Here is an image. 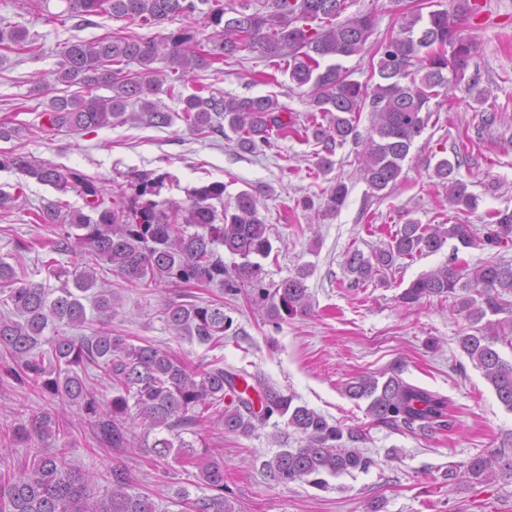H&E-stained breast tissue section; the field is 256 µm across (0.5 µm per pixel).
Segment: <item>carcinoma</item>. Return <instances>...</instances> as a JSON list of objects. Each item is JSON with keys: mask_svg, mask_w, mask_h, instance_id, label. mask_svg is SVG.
Returning a JSON list of instances; mask_svg holds the SVG:
<instances>
[{"mask_svg": "<svg viewBox=\"0 0 512 512\" xmlns=\"http://www.w3.org/2000/svg\"><path fill=\"white\" fill-rule=\"evenodd\" d=\"M29 13L56 19L78 20L91 25L93 16L107 15L140 26H153L195 13L207 15L212 34L210 48L188 51L194 40L186 30L159 39L131 34H107L86 41L75 39L59 52L55 81L77 86L80 94L58 95L40 113L42 126L50 131L80 134L108 127L123 118L128 107L138 106L137 119L161 127L173 119L200 133L229 128L237 146L252 152L271 147L272 132L283 136L298 132L296 119L278 98L265 96L179 97V112H165L153 97L161 92L178 97L176 86L162 89L152 64L161 59L186 75L209 67L242 51L286 63L288 89L303 90L311 110L305 136L322 145L326 156L318 163L323 172L333 162V147L347 141L361 146L359 175L375 192L396 186L415 139L422 135L432 116L430 101L465 79L469 60L476 52L464 35L467 21L479 14V0H408L402 7L398 28L372 40L376 21L372 13L342 17L349 0H265L250 11V3L236 9L224 0H60L64 8L53 13L51 0H25ZM430 7L423 13V6ZM319 25H313V22ZM0 46L32 53L35 42L25 29L0 25ZM369 55L370 76L361 82L343 65L352 56ZM135 63L133 73L127 66ZM100 89L109 96L97 94ZM370 112L366 137L357 131L361 113ZM459 153L440 159L435 176L448 190V204L466 214L478 208V198L457 177ZM18 171L57 192L76 190L85 209H74L57 199L42 206L36 219L57 224L60 232L49 242L51 253L77 252L80 265L72 271L74 287L61 280L66 272L56 259L45 261L47 272L61 285L51 288L34 282L0 258V295L9 312L0 315V353L12 363L11 377L47 401L58 399L78 407L89 418L92 443L97 448L121 451L138 446L164 461L172 453L199 469L192 485L211 491L190 498V491H176L194 512H233L224 497V462L214 457L206 442L197 452L194 442L182 437L212 418L224 430L247 434L254 422L277 415L303 435L304 445L277 453L267 462L271 477L293 482L315 476L321 487L326 473L337 476L351 470H367L373 459L350 444L364 439L358 430H345L317 411L294 403L268 385L264 378L245 370H228L216 363L202 369L152 344L135 345L109 328L71 335L58 326L82 327L86 310L75 291L85 293L96 284L97 267L106 263L132 288H149L161 282L178 288L218 284L232 295L245 293L276 325L302 315L310 308L306 285L308 266L278 284L264 283L262 261L273 246L269 228L259 217L255 197L239 192L234 203L218 210L224 183L211 182L187 191L183 201H158L166 175L141 173L132 184L134 192L105 196L87 175L63 165L23 154H0V170ZM347 185L341 181L326 190V211H338L345 203ZM483 236L473 225L460 221L421 224L409 220L389 235L385 247L369 256L358 250L347 259L352 275L349 287L358 288L390 270L399 259L429 256L456 241L448 261L414 279L399 296L414 305L427 297L453 299L457 311L470 322L469 332L459 338L468 358L483 371L498 399L512 412V359L502 357L500 347L512 350V264L489 260L474 268L459 259V252L478 246L499 247L512 243V212L489 214ZM241 258L229 268L222 251ZM101 322L112 319V291L101 289L92 296ZM168 328L200 344L218 347L233 326L224 305L168 303L162 307ZM52 330L46 336V329ZM98 369L109 383L106 400L89 389L82 373ZM254 383H248V379ZM345 394L366 400L367 414L377 424L410 432L445 430L452 426V403L446 396L411 384L398 376L381 382L360 375L345 383ZM142 428L137 437L133 425ZM67 423L49 407L37 412L27 424L15 425L0 434L13 445L36 438L52 441L55 448L40 450L25 462L18 474L0 478V512H156L149 495L132 491L126 469L115 465L104 474L107 486L99 490L95 475L66 462ZM464 473L485 480L501 473L512 478V432L501 441L492 457L476 455L464 464Z\"/></svg>", "mask_w": 512, "mask_h": 512, "instance_id": "1", "label": "carcinoma"}]
</instances>
